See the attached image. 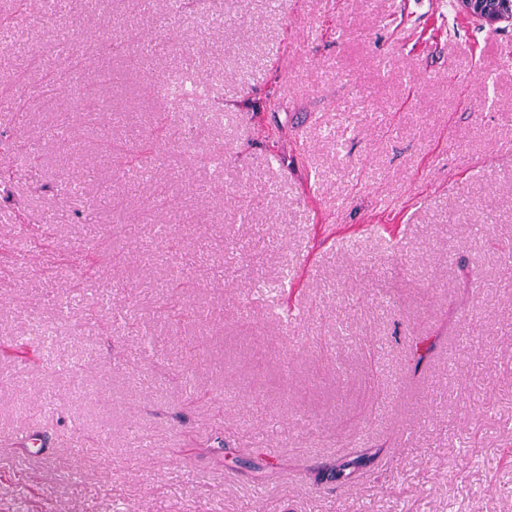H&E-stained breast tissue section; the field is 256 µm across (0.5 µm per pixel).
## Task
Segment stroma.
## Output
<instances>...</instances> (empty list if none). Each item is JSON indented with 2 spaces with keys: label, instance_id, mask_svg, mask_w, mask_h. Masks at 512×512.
I'll list each match as a JSON object with an SVG mask.
<instances>
[{
  "label": "stroma",
  "instance_id": "35a3bbf8",
  "mask_svg": "<svg viewBox=\"0 0 512 512\" xmlns=\"http://www.w3.org/2000/svg\"><path fill=\"white\" fill-rule=\"evenodd\" d=\"M170 30L191 48L114 56L90 89L112 110L75 145L55 115L80 100L32 83L25 111L0 107L28 171L10 194L52 239L0 266V339L59 341L24 368L0 356V512H512V23L200 0ZM40 49L19 26L0 88ZM183 73L208 131L184 147L176 114L149 211L102 146L137 147L171 111L154 80ZM65 169L78 195L56 193ZM104 242L113 261L86 273ZM287 269L286 313L266 287ZM34 431L52 436L37 453L17 441Z\"/></svg>",
  "mask_w": 512,
  "mask_h": 512
}]
</instances>
